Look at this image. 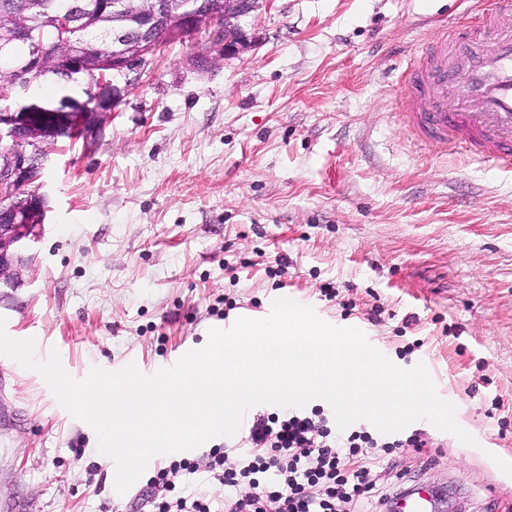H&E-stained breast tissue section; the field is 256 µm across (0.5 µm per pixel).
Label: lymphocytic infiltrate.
<instances>
[{"mask_svg":"<svg viewBox=\"0 0 512 512\" xmlns=\"http://www.w3.org/2000/svg\"><path fill=\"white\" fill-rule=\"evenodd\" d=\"M246 440L232 456L213 448L205 463L183 458L157 467L147 481L158 492L152 512H345L375 485L365 455L377 439L365 431L332 430L320 411L256 416ZM356 457L361 465L347 467ZM198 472L223 484V499L177 491L178 476Z\"/></svg>","mask_w":512,"mask_h":512,"instance_id":"obj_1","label":"lymphocytic infiltrate"}]
</instances>
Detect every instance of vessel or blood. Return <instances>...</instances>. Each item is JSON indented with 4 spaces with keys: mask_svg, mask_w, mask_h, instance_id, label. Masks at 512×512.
<instances>
[{
    "mask_svg": "<svg viewBox=\"0 0 512 512\" xmlns=\"http://www.w3.org/2000/svg\"><path fill=\"white\" fill-rule=\"evenodd\" d=\"M480 21L448 31L423 48L401 92L404 124L422 143H458L471 159L512 168V8H485ZM423 488L402 497L397 512H429Z\"/></svg>",
    "mask_w": 512,
    "mask_h": 512,
    "instance_id": "b4317fda",
    "label": "vessel or blood"
}]
</instances>
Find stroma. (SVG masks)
Returning <instances> with one entry per match:
<instances>
[{"instance_id":"1","label":"stroma","mask_w":512,"mask_h":512,"mask_svg":"<svg viewBox=\"0 0 512 512\" xmlns=\"http://www.w3.org/2000/svg\"><path fill=\"white\" fill-rule=\"evenodd\" d=\"M474 19L467 0H273L239 57L202 68L205 34L165 44L97 139L46 143L48 210L0 288L6 333L81 383L156 372L293 299L424 365L475 440L419 420L397 437L425 447L371 449L363 512L415 485L443 490V512H512V171L425 145L399 116L417 51ZM97 444L0 356V512H147L146 478L117 493Z\"/></svg>"}]
</instances>
